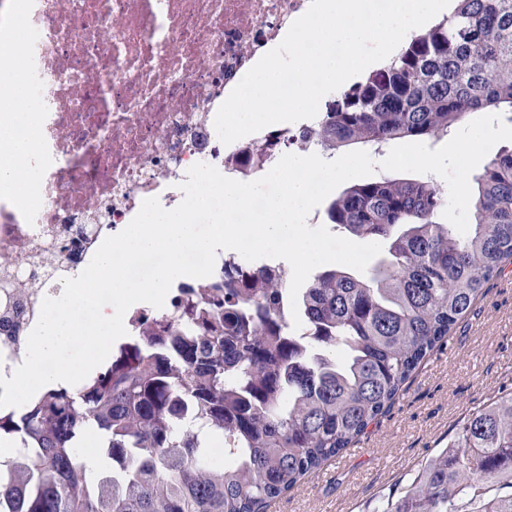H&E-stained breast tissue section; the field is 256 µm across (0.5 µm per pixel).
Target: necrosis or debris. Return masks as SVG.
<instances>
[{
  "instance_id": "necrosis-or-debris-1",
  "label": "necrosis or debris",
  "mask_w": 512,
  "mask_h": 512,
  "mask_svg": "<svg viewBox=\"0 0 512 512\" xmlns=\"http://www.w3.org/2000/svg\"><path fill=\"white\" fill-rule=\"evenodd\" d=\"M0 0L19 19V79L33 113L14 133L34 137L21 165L22 198L0 192V256L35 236L94 224L98 238L127 226L143 201L176 208L187 170L207 163L238 178L246 150L296 130L271 125L223 144L214 121L247 71L284 38L311 0Z\"/></svg>"
}]
</instances>
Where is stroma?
Wrapping results in <instances>:
<instances>
[{
  "label": "stroma",
  "instance_id": "stroma-1",
  "mask_svg": "<svg viewBox=\"0 0 512 512\" xmlns=\"http://www.w3.org/2000/svg\"><path fill=\"white\" fill-rule=\"evenodd\" d=\"M512 392V265L484 287L453 328L369 427L356 450L279 497L268 512H374L400 495L417 466L445 448L470 411Z\"/></svg>",
  "mask_w": 512,
  "mask_h": 512
}]
</instances>
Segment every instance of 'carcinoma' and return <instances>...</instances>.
<instances>
[{
    "label": "carcinoma",
    "instance_id": "cac0c4a2",
    "mask_svg": "<svg viewBox=\"0 0 512 512\" xmlns=\"http://www.w3.org/2000/svg\"><path fill=\"white\" fill-rule=\"evenodd\" d=\"M474 112L512 121V0H457L365 80L342 89L300 143L379 151L438 140ZM472 232L434 220L446 206L432 181H352L328 207L348 234L382 245L368 276L325 269L288 322L284 282L227 263L212 290L187 295L175 332L120 344L81 386L49 387L0 410V512H266L268 502L341 456L384 414L447 340L484 285L512 262V147L474 178ZM74 263L49 238L0 268V336H20L36 281ZM106 468L80 461L87 428ZM224 440L222 466L203 451ZM512 395L474 410L453 440L418 466L404 495L376 512H512Z\"/></svg>",
    "mask_w": 512,
    "mask_h": 512
}]
</instances>
